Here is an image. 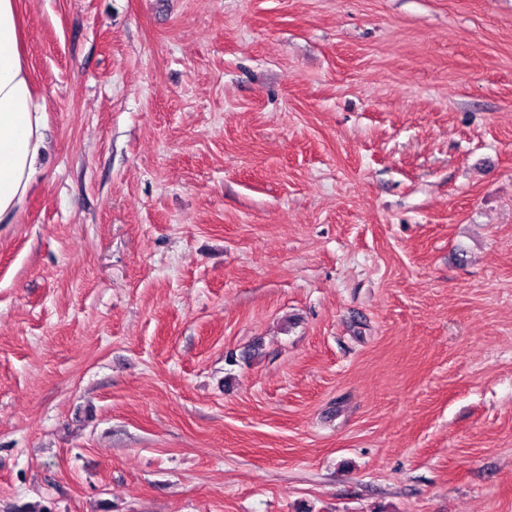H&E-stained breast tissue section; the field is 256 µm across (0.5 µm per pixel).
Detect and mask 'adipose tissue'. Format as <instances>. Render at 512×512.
<instances>
[{"mask_svg": "<svg viewBox=\"0 0 512 512\" xmlns=\"http://www.w3.org/2000/svg\"><path fill=\"white\" fill-rule=\"evenodd\" d=\"M17 0H0V224L13 223L45 147L44 99L35 96Z\"/></svg>", "mask_w": 512, "mask_h": 512, "instance_id": "1", "label": "adipose tissue"}]
</instances>
